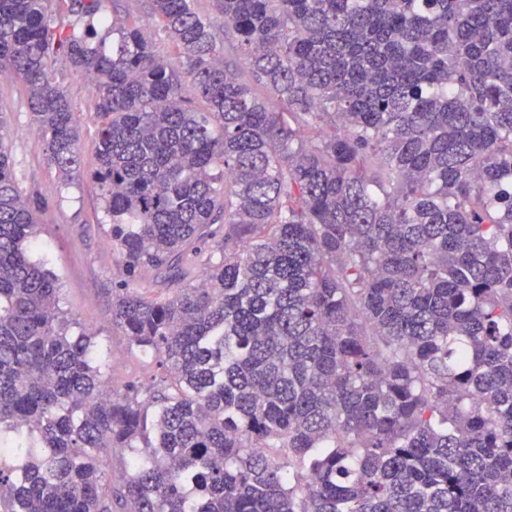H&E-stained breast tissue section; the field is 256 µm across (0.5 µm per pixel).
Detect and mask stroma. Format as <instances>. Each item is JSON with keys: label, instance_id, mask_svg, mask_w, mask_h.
Masks as SVG:
<instances>
[{"label": "stroma", "instance_id": "stroma-1", "mask_svg": "<svg viewBox=\"0 0 512 512\" xmlns=\"http://www.w3.org/2000/svg\"><path fill=\"white\" fill-rule=\"evenodd\" d=\"M62 84L76 112L81 157L79 170L69 179H62L49 164L42 132L30 120L24 89L3 77L0 112L11 124L9 145L19 182L43 206L34 255L58 275L61 307L91 330L92 351L105 379L112 390L121 392L147 382L158 368L133 350L113 324L112 296L126 288L144 291L152 277L147 270L136 280L126 273L100 190L88 175L97 137L90 109L93 86L83 74L70 70L64 71Z\"/></svg>", "mask_w": 512, "mask_h": 512}]
</instances>
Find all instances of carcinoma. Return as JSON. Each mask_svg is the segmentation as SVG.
I'll return each instance as SVG.
<instances>
[{"label":"carcinoma","mask_w":512,"mask_h":512,"mask_svg":"<svg viewBox=\"0 0 512 512\" xmlns=\"http://www.w3.org/2000/svg\"><path fill=\"white\" fill-rule=\"evenodd\" d=\"M69 2L0 0V73L65 178L92 78L126 271L203 284L115 295L163 376L105 391L0 113V512H512V0H149L177 65Z\"/></svg>","instance_id":"1"}]
</instances>
